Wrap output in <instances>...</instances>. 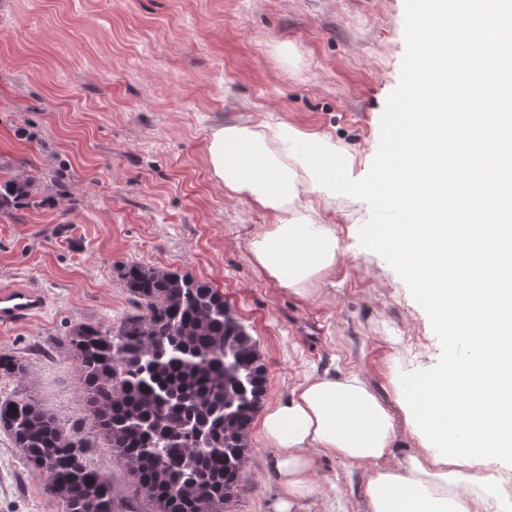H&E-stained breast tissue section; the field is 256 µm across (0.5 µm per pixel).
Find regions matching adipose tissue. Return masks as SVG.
I'll list each match as a JSON object with an SVG mask.
<instances>
[{
	"mask_svg": "<svg viewBox=\"0 0 512 512\" xmlns=\"http://www.w3.org/2000/svg\"><path fill=\"white\" fill-rule=\"evenodd\" d=\"M414 100L400 113L397 129L418 134L432 130L421 160L384 154L361 190L373 194L381 208L403 199L408 210L428 208L432 224L424 239L411 243L413 225H395L389 236H375L377 247L395 253L405 278L435 317L440 332L448 319L465 310L468 322L460 335L490 336L487 352L473 353L466 368L435 373L402 385L385 400L358 372L325 371L308 376L283 399L269 407L261 427L275 450L280 488L275 512H305L319 493L322 476L317 454L369 466L364 488L365 512H481L479 499L458 494V487L490 479L495 464L512 462V322L499 314L512 307L494 278H484L480 294L468 289L447 291L456 280L458 256L470 254L472 232L463 226L456 241L449 198L477 213L482 240L499 243V221L488 201L512 190L504 177L512 169V114L470 113L468 122H449L452 101L432 97L430 89L406 86ZM466 139L461 162L464 180L448 185L441 171L448 165V141ZM208 162L230 193L274 214L278 222L256 231L248 249L258 265L280 287L303 296L309 284L336 263L338 240L333 227L315 222L300 199L299 171H314L311 191L336 180L346 160L335 145L313 137L287 121L235 123L214 130ZM419 185L420 195L406 187ZM466 422L471 441L457 446L453 430ZM420 442L417 453L396 464L386 463L399 427Z\"/></svg>",
	"mask_w": 512,
	"mask_h": 512,
	"instance_id": "adipose-tissue-1",
	"label": "adipose tissue"
}]
</instances>
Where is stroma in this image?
Here are the masks:
<instances>
[{
  "mask_svg": "<svg viewBox=\"0 0 512 512\" xmlns=\"http://www.w3.org/2000/svg\"><path fill=\"white\" fill-rule=\"evenodd\" d=\"M405 0H0V182L35 176L32 195L0 209V288L39 290L33 321L0 328V352L22 357L28 395L70 424L87 410L67 350L80 323L119 326L136 307L122 279L140 262L223 292L256 340L265 404L306 375L361 372L384 396L441 353L424 310L359 229L360 199L312 194L334 225L335 266L307 296L256 265L247 239L272 214L230 196L207 164L210 134L281 119L330 140L367 175L380 120L406 52ZM308 512H363L365 469L319 455ZM89 463L130 512H150L106 448ZM275 455L253 420L238 489L224 512H273ZM0 432V512H66L45 497Z\"/></svg>",
  "mask_w": 512,
  "mask_h": 512,
  "instance_id": "stroma-1",
  "label": "stroma"
}]
</instances>
